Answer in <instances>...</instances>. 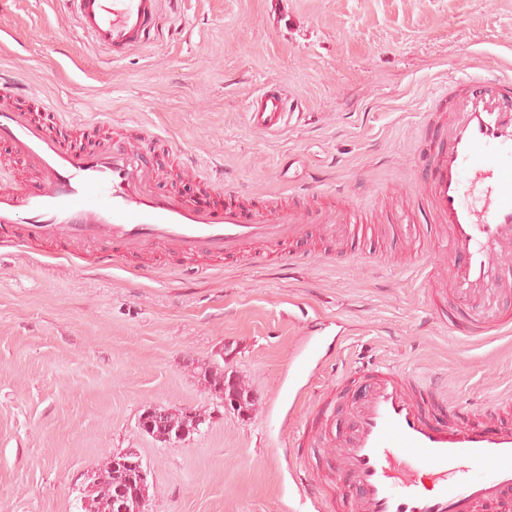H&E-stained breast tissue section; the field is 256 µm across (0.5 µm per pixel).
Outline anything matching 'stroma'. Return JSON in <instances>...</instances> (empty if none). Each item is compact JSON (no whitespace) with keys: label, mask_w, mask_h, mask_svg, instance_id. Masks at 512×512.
<instances>
[{"label":"stroma","mask_w":512,"mask_h":512,"mask_svg":"<svg viewBox=\"0 0 512 512\" xmlns=\"http://www.w3.org/2000/svg\"><path fill=\"white\" fill-rule=\"evenodd\" d=\"M161 22L156 43L113 61L62 0H0V71L51 105L35 118L69 120L76 147L93 144L90 120L154 136L159 190L228 183L254 206H346L380 230L315 229L261 263L158 250L103 268L53 244L0 247V512H82L80 488L127 448L151 471L144 512H339L337 446L368 365L512 423V332L450 334L423 276L446 280V256L390 230L406 219L439 237L419 160L431 98L468 74L512 77V0H163ZM271 85L304 112L275 134L248 118ZM290 251L303 263L284 265ZM208 367L239 378L252 410L223 407ZM325 403L331 444L304 430ZM158 405L206 421L162 443L139 427Z\"/></svg>","instance_id":"stroma-1"}]
</instances>
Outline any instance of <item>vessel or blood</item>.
Returning <instances> with one entry per match:
<instances>
[{
  "label": "vessel or blood",
  "mask_w": 512,
  "mask_h": 512,
  "mask_svg": "<svg viewBox=\"0 0 512 512\" xmlns=\"http://www.w3.org/2000/svg\"><path fill=\"white\" fill-rule=\"evenodd\" d=\"M93 45L118 61L154 43L161 0H65ZM13 77L0 75V141L30 176L0 186V242L53 241L95 251L104 265L153 250L193 257H256L310 226L287 205L257 210L240 191L217 202L150 189L144 156L152 138L100 140L76 150L71 139L19 107ZM435 132L425 158L426 204L443 230L450 266L448 324L464 336L512 329V312L495 320L470 314L490 294L503 256L512 253V79L476 87L464 77L439 89ZM280 89L253 101L251 125L279 131L294 111ZM330 237L365 231L343 209L318 215ZM368 392L354 407L341 450L349 512H512V424L467 421L460 407L413 375L390 368L366 373Z\"/></svg>",
  "instance_id": "b4317fda"
}]
</instances>
